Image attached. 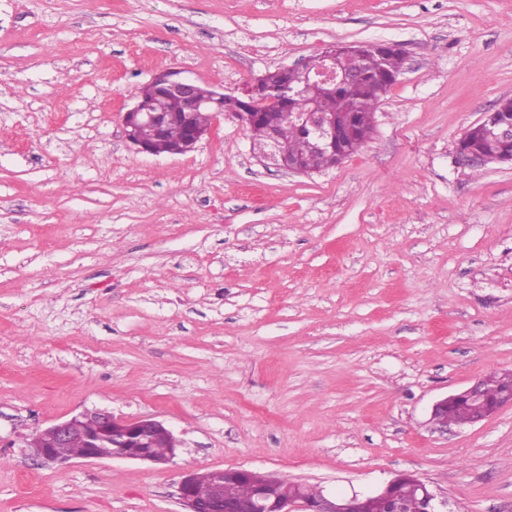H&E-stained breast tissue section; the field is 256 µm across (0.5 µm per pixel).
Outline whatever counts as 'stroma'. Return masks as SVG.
I'll return each mask as SVG.
<instances>
[{"label":"stroma","instance_id":"obj_1","mask_svg":"<svg viewBox=\"0 0 512 512\" xmlns=\"http://www.w3.org/2000/svg\"><path fill=\"white\" fill-rule=\"evenodd\" d=\"M354 42L407 55L334 168L278 169L227 118L182 155L126 137L161 71L235 93ZM504 98L512 0H0V512H182L181 474L216 468L512 512V408L431 420L512 372V163L455 162ZM96 408L177 456L27 448ZM509 377L512 385V372L504 373L498 377L481 380L475 379L464 389L437 400L432 407V421L447 430L448 421L455 422L458 425H466L467 423L474 425L488 419L505 408H512V386L496 399L493 409L489 412L484 410V396L480 386V382H482V387L487 400L492 401L502 389L509 386ZM464 401L476 406L474 416L473 410L469 406H454L448 409V404Z\"/></svg>","mask_w":512,"mask_h":512}]
</instances>
